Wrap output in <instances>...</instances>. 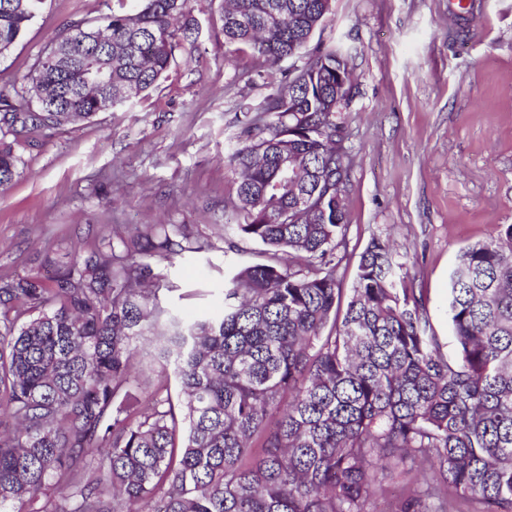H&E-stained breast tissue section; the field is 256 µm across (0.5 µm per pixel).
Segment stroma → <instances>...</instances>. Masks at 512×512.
Instances as JSON below:
<instances>
[{
  "label": "stroma",
  "mask_w": 512,
  "mask_h": 512,
  "mask_svg": "<svg viewBox=\"0 0 512 512\" xmlns=\"http://www.w3.org/2000/svg\"><path fill=\"white\" fill-rule=\"evenodd\" d=\"M332 0L323 41L352 48L345 123L351 159L343 194L348 229L336 251L343 288L377 238L424 295L448 356V283L458 250L512 224V0ZM221 0H193L199 33L148 94L91 121L42 129L20 145L19 177L0 189V277L113 231L188 224L212 250L177 259L163 306L194 318L219 310L224 271L266 262L237 233L226 202L236 174L224 152L238 105L261 107L276 69L236 80L252 59L230 54ZM112 0H46L22 40L0 58V84L22 82L69 25L111 13Z\"/></svg>",
  "instance_id": "35a3bbf8"
}]
</instances>
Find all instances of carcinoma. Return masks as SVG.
Returning <instances> with one entry per match:
<instances>
[{
  "instance_id": "1",
  "label": "carcinoma",
  "mask_w": 512,
  "mask_h": 512,
  "mask_svg": "<svg viewBox=\"0 0 512 512\" xmlns=\"http://www.w3.org/2000/svg\"><path fill=\"white\" fill-rule=\"evenodd\" d=\"M44 0H0V57ZM191 0H113L60 34L21 85H0V188L22 139L154 88L196 39ZM331 0H224V43L281 70L263 108L239 105L224 163L239 234L268 262L224 277V309L185 320L159 303L185 224L107 235L52 277H0V512H376L386 469L408 476L389 512H512V224L459 250L448 318L371 239L352 287L336 273L350 161L336 101L351 49L310 46ZM112 64L89 91L86 65ZM293 168L283 174V157ZM155 336L157 384L134 369ZM179 388L168 392V381Z\"/></svg>"
}]
</instances>
